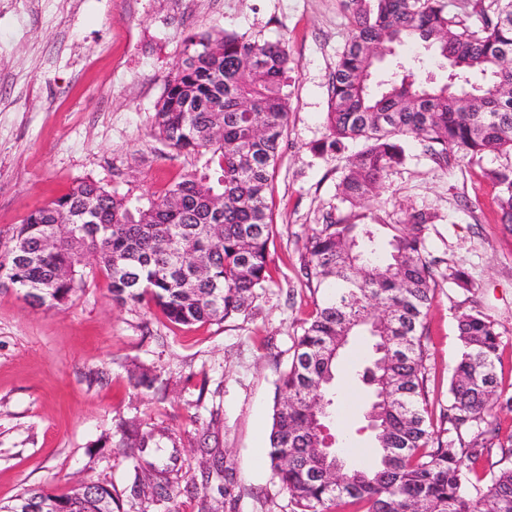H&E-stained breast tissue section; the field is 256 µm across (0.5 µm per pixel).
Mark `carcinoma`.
<instances>
[{
  "instance_id": "obj_1",
  "label": "carcinoma",
  "mask_w": 512,
  "mask_h": 512,
  "mask_svg": "<svg viewBox=\"0 0 512 512\" xmlns=\"http://www.w3.org/2000/svg\"><path fill=\"white\" fill-rule=\"evenodd\" d=\"M353 28L331 73L326 113L334 152L362 142L338 185L342 208L328 213L306 244L303 269L320 294L280 372L268 456L295 512H331L346 501L359 512H512V440H501L496 409L512 410L499 391L501 333L487 314L457 320L460 355L440 426L426 400V318L434 299L435 261L426 247L429 209L399 224L367 214L384 179L404 165L413 138L440 169L491 153H512V0H467L465 18L446 0H343ZM422 42L445 60L447 80L398 65L371 88L381 46ZM183 65L164 81L151 118L172 149L204 157L161 194H119L86 178L31 210L0 242V287L34 306L65 308L85 287L92 265L109 280L118 305L143 301L170 323H221L251 311L271 279L274 224L268 194L288 125L293 70L286 41L235 32L189 35ZM481 75L482 81H472ZM217 127L223 129L213 135ZM485 177L499 188L502 220L512 223V167ZM62 218L71 234L42 248ZM372 339L354 373L367 392L376 452L328 482L324 423L335 411L336 369L351 336ZM325 406L316 416L315 409ZM115 447L131 461L134 492L152 502L179 493L176 440L165 429L122 423ZM503 464L488 473L493 449ZM215 472L234 504L233 469L215 449ZM476 482L468 484L470 477ZM472 487L476 497L465 493ZM112 491L80 485L65 495L30 487L0 512H114Z\"/></svg>"
}]
</instances>
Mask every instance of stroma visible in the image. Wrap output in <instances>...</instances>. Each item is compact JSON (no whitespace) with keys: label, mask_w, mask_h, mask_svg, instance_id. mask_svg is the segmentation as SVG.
Instances as JSON below:
<instances>
[{"label":"stroma","mask_w":512,"mask_h":512,"mask_svg":"<svg viewBox=\"0 0 512 512\" xmlns=\"http://www.w3.org/2000/svg\"><path fill=\"white\" fill-rule=\"evenodd\" d=\"M352 20L342 0H0V238L42 203L91 177L119 192H158L200 166L151 128L164 80L189 34L223 30L282 38L296 64L288 129L273 181V280L245 317L178 327L143 304L112 301L107 278L90 273L66 308L34 307L0 288V502L25 488L56 493L79 482L109 485L122 512H293L267 456L276 380L295 336L315 312L303 274L305 244L339 207L337 184L359 143L334 153L328 137L330 76ZM386 178L376 216L395 224L431 208L427 249L437 263L425 362L430 408L448 403L459 354L457 316H491L502 334L501 389L512 395V224L500 221L497 190L484 172L512 166L489 154L437 168L415 140ZM462 271L466 286L453 274ZM364 339L351 342L328 429L356 455L373 447L365 392L352 375ZM165 389L139 386L142 373ZM221 421L211 424L210 413ZM165 427L179 439L183 482L199 479L200 442L234 467L237 503L224 481L179 492L169 508L132 492L130 461L106 446L119 422Z\"/></svg>","instance_id":"stroma-1"}]
</instances>
